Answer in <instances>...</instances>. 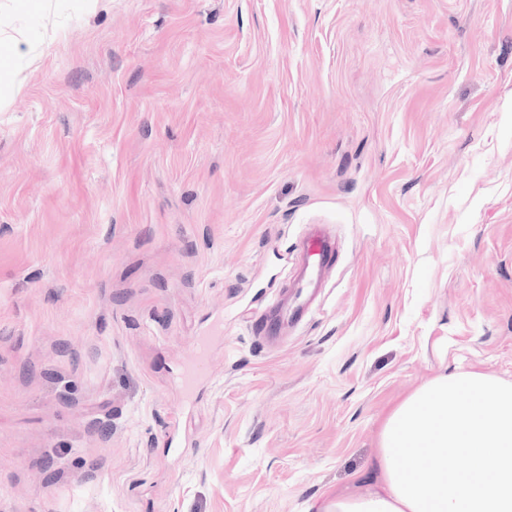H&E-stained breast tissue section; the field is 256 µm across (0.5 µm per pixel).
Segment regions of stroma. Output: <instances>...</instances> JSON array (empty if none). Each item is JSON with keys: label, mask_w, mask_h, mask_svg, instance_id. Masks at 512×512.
<instances>
[{"label": "stroma", "mask_w": 512, "mask_h": 512, "mask_svg": "<svg viewBox=\"0 0 512 512\" xmlns=\"http://www.w3.org/2000/svg\"><path fill=\"white\" fill-rule=\"evenodd\" d=\"M84 4L0 0V512H314L439 372L512 381V0ZM303 258L298 271L301 291L319 288L331 268L333 247L327 230L313 228L303 239ZM306 306L293 307L287 300H278L273 311L263 312L254 320L255 334L267 345H275L283 336L288 322L299 324L306 314Z\"/></svg>", "instance_id": "35a3bbf8"}]
</instances>
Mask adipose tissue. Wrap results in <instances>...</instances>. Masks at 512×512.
I'll return each mask as SVG.
<instances>
[{
	"mask_svg": "<svg viewBox=\"0 0 512 512\" xmlns=\"http://www.w3.org/2000/svg\"><path fill=\"white\" fill-rule=\"evenodd\" d=\"M370 478L373 493L324 495L318 512H512V381L434 376L386 417Z\"/></svg>",
	"mask_w": 512,
	"mask_h": 512,
	"instance_id": "adipose-tissue-1",
	"label": "adipose tissue"
}]
</instances>
